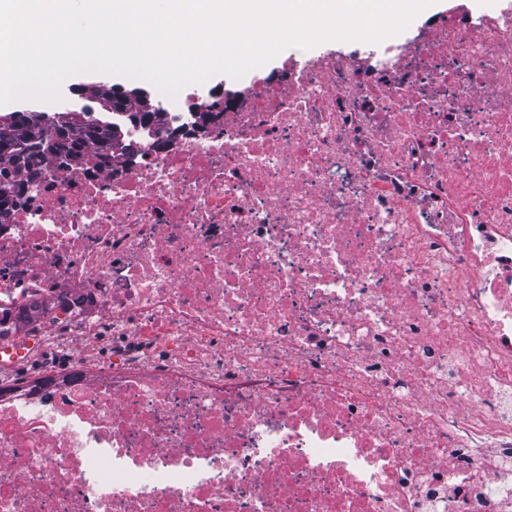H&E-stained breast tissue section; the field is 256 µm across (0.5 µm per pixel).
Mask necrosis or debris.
I'll return each mask as SVG.
<instances>
[{"label": "necrosis or debris", "instance_id": "obj_1", "mask_svg": "<svg viewBox=\"0 0 512 512\" xmlns=\"http://www.w3.org/2000/svg\"><path fill=\"white\" fill-rule=\"evenodd\" d=\"M256 85L25 176L0 512L512 507V4Z\"/></svg>", "mask_w": 512, "mask_h": 512}]
</instances>
